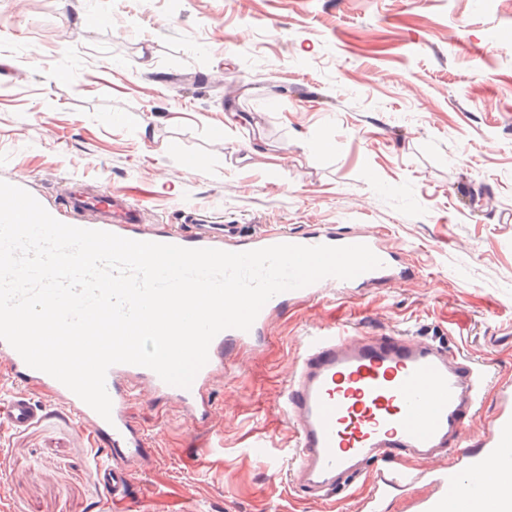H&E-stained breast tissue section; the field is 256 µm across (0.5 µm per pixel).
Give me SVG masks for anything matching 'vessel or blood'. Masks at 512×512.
<instances>
[{
	"label": "vessel or blood",
	"mask_w": 512,
	"mask_h": 512,
	"mask_svg": "<svg viewBox=\"0 0 512 512\" xmlns=\"http://www.w3.org/2000/svg\"><path fill=\"white\" fill-rule=\"evenodd\" d=\"M68 204L75 212L97 213L101 230L133 240L232 252L280 243L364 244L382 261L381 267L348 281L327 277L277 294L249 330L227 329L212 340L208 361L190 388L169 385L146 367L111 366L106 375L112 401L107 420L61 382L29 367L0 340V371L14 385L0 415L12 429L22 430L41 411L64 406L79 427L92 430L106 457L96 476L118 500L129 499L136 475L157 461L155 449L128 413L132 400L144 397L172 403L191 428L204 426L212 419L214 387L231 367L229 351L264 345L272 314L289 301L318 298L323 289L357 288L395 276L397 270L398 249L386 248L377 232L320 228L247 233L239 224L149 229L139 224L137 209L115 195L75 189ZM488 377L487 370L474 366L460 351L432 340L370 334L355 327H331L305 337L302 356L284 391V415L296 437V488L330 491L342 476L376 461L382 468L368 499V512H381L395 492L410 489L417 481L404 467L407 459L446 454L450 461L435 475L436 492L415 500V512H448L449 505L461 498L468 512H512V490L507 487L512 481V414L500 416L479 435L468 432Z\"/></svg>",
	"instance_id": "1"
}]
</instances>
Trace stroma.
Instances as JSON below:
<instances>
[{
  "label": "stroma",
  "instance_id": "1",
  "mask_svg": "<svg viewBox=\"0 0 512 512\" xmlns=\"http://www.w3.org/2000/svg\"><path fill=\"white\" fill-rule=\"evenodd\" d=\"M510 31L512 0H0V180L57 220L77 223L80 182L145 224L209 203L257 230L380 228L410 271L275 313L265 346L230 352L209 428L133 400L161 463L130 502L65 411L21 432L0 418V512H366L372 474L328 499L291 482L287 373L334 325L459 349L495 375L470 432L496 421L512 386Z\"/></svg>",
  "mask_w": 512,
  "mask_h": 512
}]
</instances>
